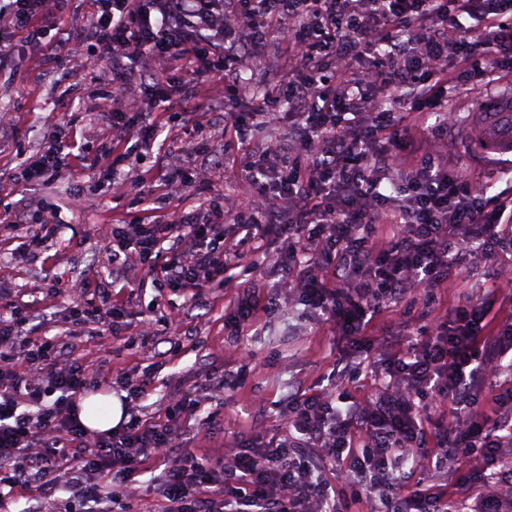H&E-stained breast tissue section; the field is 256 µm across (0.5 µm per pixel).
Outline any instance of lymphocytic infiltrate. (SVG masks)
Returning a JSON list of instances; mask_svg holds the SVG:
<instances>
[{
    "label": "lymphocytic infiltrate",
    "mask_w": 512,
    "mask_h": 512,
    "mask_svg": "<svg viewBox=\"0 0 512 512\" xmlns=\"http://www.w3.org/2000/svg\"><path fill=\"white\" fill-rule=\"evenodd\" d=\"M70 0L0 4V70L12 63L10 34L34 44L42 24ZM85 39L99 48L113 90L124 92L112 115L114 164L101 153H74L71 123L58 125L38 160L15 172L39 184L70 159L97 168L99 184L119 188L118 163L140 155L159 115L128 94L132 64L189 74L184 99L199 84L223 79L242 55L282 37L286 65L252 97L248 116L264 124L288 101V137L265 138L246 172L252 195L238 207L241 238L226 237L212 203L194 220H147L115 228L113 261L159 269L163 282L194 296L252 284V239L278 225L288 251L278 263L277 293L249 313L277 308L279 291L348 336H366L386 355L375 393L351 405L329 387L290 393L284 435L228 459L197 456L176 439L184 396L152 422L131 409L120 429L89 433L76 399L91 386L87 365L58 342L37 341L29 318L0 316V512L27 499L37 512L63 492L64 512H131L133 473L154 456L170 457L159 484L164 512H512V481L490 475L512 447V388L482 390L512 354V319L498 321L480 300L444 310L452 270L492 263L498 281L512 276V194L487 196L448 169V134L426 136L410 120L417 106L437 108L453 88L449 67L468 65L485 79L512 76V0H96ZM473 18L463 26L459 18ZM397 100L379 110L374 92ZM404 181L383 192L395 171ZM288 223H280V210ZM181 250L163 257V245ZM423 299L422 340L403 345V324L383 319L392 305ZM378 336H369L370 327ZM438 409L426 419L423 402ZM461 464L455 485L423 486L420 474ZM332 470L335 483L322 474Z\"/></svg>",
    "instance_id": "obj_1"
}]
</instances>
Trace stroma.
<instances>
[{
	"mask_svg": "<svg viewBox=\"0 0 512 512\" xmlns=\"http://www.w3.org/2000/svg\"><path fill=\"white\" fill-rule=\"evenodd\" d=\"M11 41L15 60L11 68L0 71V210L53 201L63 205L65 223L36 252L20 250L10 230L0 231L1 314L15 309L34 312L41 337L66 339L74 357L96 371L102 394L115 393L120 383H135L143 368L162 363L153 390L139 401L145 414L164 412L185 394L205 389L201 413L211 421L187 426V446L199 455L218 457L232 446H255L259 433L271 437L282 424L280 406L291 390L314 394L332 383L355 399L373 390L363 355L351 351L338 330L316 321L305 306L293 302L257 312L237 331L227 323L225 312L248 303L242 288H218L195 303L167 287H141V280L148 277L146 269L117 272L103 252L104 245L113 242L115 225L138 215L139 200L150 187L163 197V211L169 215L192 214L217 195L223 197L225 209L237 208L252 192L245 173L247 157L237 149L225 150V140L237 134L254 142L265 134L284 139L286 120L274 119L262 132L246 125L234 129L226 115L245 111L246 105L226 101L223 83H205L185 102L180 89L187 76L170 71L166 77L171 110L206 115L200 136L208 140L216 164L204 180L176 189L164 187L162 163L194 165L183 152L182 131L164 126L155 150L141 162L121 166L126 180L122 192H102L93 172L76 164L51 184H18L11 179L18 164L35 160L45 136L63 121L74 120L79 148L95 152L110 146L112 123L105 114L113 103L105 96L108 86L101 71L86 61L90 48L76 53L71 45L51 40L40 50L21 34ZM454 77L458 90L443 107L453 116L448 124V169L481 181L488 195L510 192L512 162L477 158L467 149L472 108L481 98L479 78L465 66L457 68ZM56 279L72 281L73 289L55 294L51 286ZM103 290L112 292L127 313L115 328L101 327L93 336L88 327L73 324L72 308L96 300ZM471 296L491 298L499 318L512 317V286L499 283L489 265L452 275L442 293L448 308ZM145 330L151 333L150 341L138 345L136 338ZM345 354L353 372L335 376L336 360ZM229 371L241 372L237 387L207 389L209 378Z\"/></svg>",
	"mask_w": 512,
	"mask_h": 512,
	"instance_id": "35a3bbf8",
	"label": "stroma"
}]
</instances>
